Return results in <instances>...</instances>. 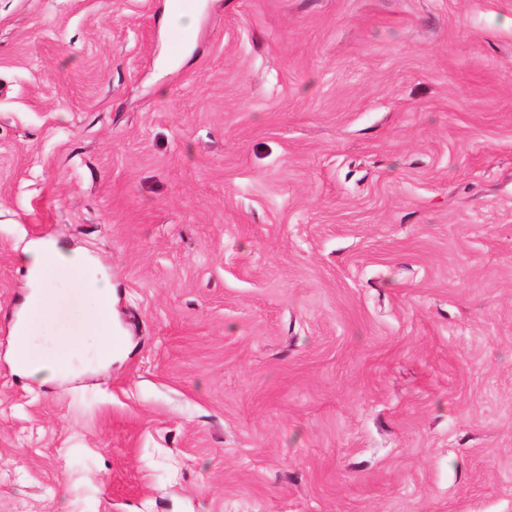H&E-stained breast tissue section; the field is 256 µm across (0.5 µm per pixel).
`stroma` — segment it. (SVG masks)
Wrapping results in <instances>:
<instances>
[{"mask_svg": "<svg viewBox=\"0 0 512 512\" xmlns=\"http://www.w3.org/2000/svg\"><path fill=\"white\" fill-rule=\"evenodd\" d=\"M0 0V512H512V0ZM111 366L11 359L25 249ZM30 266L32 291L27 302L44 317L53 312L54 297L58 285L77 289L87 298L90 307L84 314L81 335L76 337L44 336L39 328L20 317L16 323L13 359L27 375L34 378L44 372L42 381L70 370L73 360L86 348L82 345L91 342L90 348L99 363L112 361V354L122 343L112 327V291L104 270L77 253L67 254L55 247L36 246L26 252ZM18 335L25 338L28 353L39 357L45 349L53 352L50 360H42L38 368L31 364L20 365L17 360L16 342ZM16 338V340H15Z\"/></svg>", "mask_w": 512, "mask_h": 512, "instance_id": "35a3bbf8", "label": "stroma"}]
</instances>
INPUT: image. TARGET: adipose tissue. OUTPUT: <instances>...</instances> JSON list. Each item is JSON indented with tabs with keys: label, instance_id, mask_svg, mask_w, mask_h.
Here are the masks:
<instances>
[{
	"label": "adipose tissue",
	"instance_id": "1",
	"mask_svg": "<svg viewBox=\"0 0 512 512\" xmlns=\"http://www.w3.org/2000/svg\"><path fill=\"white\" fill-rule=\"evenodd\" d=\"M32 290L28 304L43 316L53 312L54 297L58 287L77 289L89 302L81 325L80 337H53L43 335L32 323L18 320L15 332L25 338L28 353L40 357L43 350L53 353L51 359L42 360L39 368L24 365L30 376L45 377L67 372L73 360L84 347H91L100 363H108L123 339L112 327V291L104 270L77 253L67 254L51 246H37L27 252Z\"/></svg>",
	"mask_w": 512,
	"mask_h": 512
}]
</instances>
